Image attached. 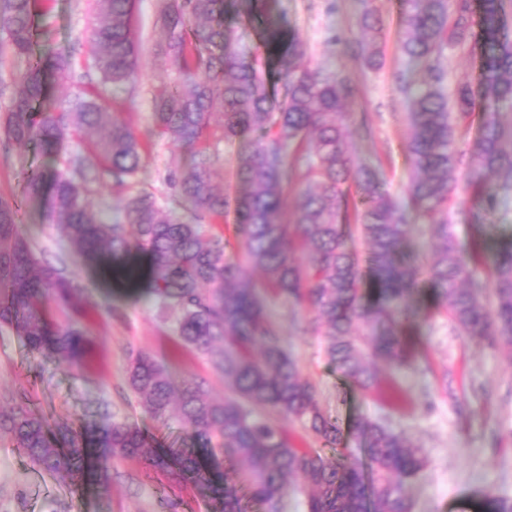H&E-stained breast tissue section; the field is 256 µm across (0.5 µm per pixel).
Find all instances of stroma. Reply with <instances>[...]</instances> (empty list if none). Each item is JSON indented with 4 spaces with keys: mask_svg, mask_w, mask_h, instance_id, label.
Masks as SVG:
<instances>
[{
    "mask_svg": "<svg viewBox=\"0 0 512 512\" xmlns=\"http://www.w3.org/2000/svg\"><path fill=\"white\" fill-rule=\"evenodd\" d=\"M372 11L380 35V64L365 67L356 51L358 21ZM91 0H50L48 13L35 17V53L48 57L71 50L77 63H86ZM133 26L143 45L135 86H108L109 98L124 101L122 117L149 147L136 175L139 189L174 205L168 182L173 161L190 163L188 149L155 135L153 104L170 80L172 66L162 59L164 30L156 0H136ZM237 27L247 46L259 43L263 28L272 27L302 42L305 61L348 76L353 94L339 121L349 133V146L358 163L381 167L385 190L401 198L409 183L404 115L407 102L399 78L408 70L398 48L402 27L400 0H268L255 22L239 18ZM91 135L63 140L55 151L40 144L20 145L0 132V202L16 212L22 237L37 258L65 260L64 273L77 279L94 316L85 325L97 344L101 360L95 372L69 367L58 358L32 353L9 329L0 328V413L27 397L49 420L79 429L110 427L113 418L136 423L155 445L180 447L179 423L155 420L129 390L126 368L129 351L144 350L169 364L175 384L205 379L216 398L224 383L203 355L181 346L176 315H160L146 286L111 287L98 271L68 262L69 244L50 224L46 211L25 198L22 177L28 169H65L69 158L84 162L89 189L88 209L104 224L125 223L123 189L91 152ZM454 232L465 243L492 250L512 242V205L493 215L480 211L469 192L458 190L453 201ZM419 322V343L413 366L384 369L399 392L396 402L382 393L350 385L325 354L323 329L309 326L310 314L293 303L274 299L267 312L278 326L284 349L302 375L317 387L322 403L337 415L346 433L344 442L357 447L348 432L350 421L362 418L388 423L422 449L426 467L407 480L406 494L413 512H479L483 492L512 499V361L505 344L468 340L429 294L409 300ZM111 487L79 488L64 475L34 468L7 436L0 435V512H221L212 494L166 473L144 476L140 463L110 462Z\"/></svg>",
    "mask_w": 512,
    "mask_h": 512,
    "instance_id": "1",
    "label": "stroma"
}]
</instances>
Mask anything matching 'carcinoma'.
<instances>
[{"mask_svg": "<svg viewBox=\"0 0 512 512\" xmlns=\"http://www.w3.org/2000/svg\"><path fill=\"white\" fill-rule=\"evenodd\" d=\"M36 0H0V57L4 49L27 60L6 118L7 135L19 142L53 146L67 135L91 130L94 151L116 185L133 188L146 145L112 110L107 84L134 81L141 46L132 29L133 0H94L92 69L100 82L84 86L68 111L47 103V75L61 83L76 78L71 55L46 63L34 54ZM399 49L421 67V80L404 78L407 153L406 196L382 190V171L358 166L347 131L336 124L349 93L346 76L301 66L303 45L279 31L262 32L266 54L243 50L236 26L224 22L228 0H158L166 29L164 57L175 69L172 85L154 104V119L170 140L193 148L194 160L176 165L172 183L179 203L218 223L234 218L233 238L206 237L202 225L181 220L149 192L126 201L127 224H99L87 213L86 188L63 172L24 173L26 197L43 203L66 236L79 264L143 279L162 309L178 313L182 346L205 355L224 382V399L205 382L174 392L169 365L145 351L132 352L127 384L156 419L187 428L182 447L158 454L144 432L127 420L104 434L50 422L27 405L0 414V431L43 472L67 473L72 482L106 485L110 460H136L181 481L205 482L224 502V512H246L236 485L219 480L221 463L246 467L238 483L266 512H284L288 500L303 512H412L404 481L426 465L421 449L383 424L358 420V448L343 444L338 418L322 404L315 384L303 377L280 344L263 293L292 301L326 326L330 362L358 387L385 391L373 370L378 360L394 367L413 363L414 316L405 302L427 288L435 306L476 341L499 339L512 354V245L490 259L457 239L448 204L460 184L494 213L512 200V0H402ZM359 28L371 48L378 29L371 11ZM480 51L478 91L445 87L448 49ZM479 121L474 148H456L465 122ZM235 147V173L243 191L231 198L213 187V157L220 143ZM301 189L293 221L281 212L291 187ZM422 217L437 242L429 260L404 259L411 221ZM132 231H127L126 226ZM367 244L368 272L347 241ZM306 254L303 264L297 252ZM248 267L263 272L261 284L244 281ZM68 323L52 325L51 305ZM94 312L78 287L50 264L41 265L16 229L15 211L0 203V325L33 353L45 351L80 370L98 367L95 342L83 324ZM272 415L261 418L253 407ZM297 425L319 448L293 446L284 423ZM485 512H512V500L489 494Z\"/></svg>", "mask_w": 512, "mask_h": 512, "instance_id": "1", "label": "carcinoma"}]
</instances>
